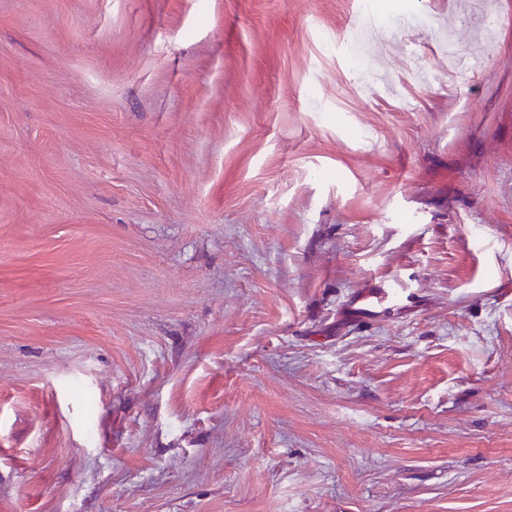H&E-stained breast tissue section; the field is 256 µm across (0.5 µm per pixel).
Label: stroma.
Segmentation results:
<instances>
[{
	"label": "stroma",
	"instance_id": "1",
	"mask_svg": "<svg viewBox=\"0 0 512 512\" xmlns=\"http://www.w3.org/2000/svg\"><path fill=\"white\" fill-rule=\"evenodd\" d=\"M366 2L0 0V512H512V0ZM401 293V289H396L390 284H384L379 288H375L371 292L357 298L355 304L359 307L361 316L374 313L375 309L382 303L391 301L394 297Z\"/></svg>",
	"mask_w": 512,
	"mask_h": 512
}]
</instances>
